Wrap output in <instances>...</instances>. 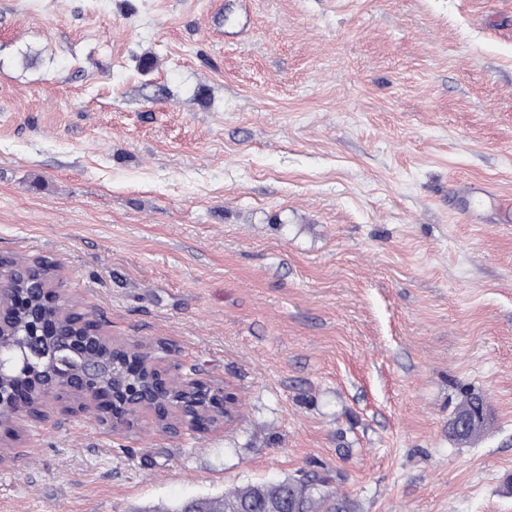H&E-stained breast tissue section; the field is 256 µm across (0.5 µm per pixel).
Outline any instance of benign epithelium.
Wrapping results in <instances>:
<instances>
[{
	"instance_id": "obj_1",
	"label": "benign epithelium",
	"mask_w": 512,
	"mask_h": 512,
	"mask_svg": "<svg viewBox=\"0 0 512 512\" xmlns=\"http://www.w3.org/2000/svg\"><path fill=\"white\" fill-rule=\"evenodd\" d=\"M112 340L75 319L51 292L48 265L0 257V422L58 394L83 404L109 398L113 427L146 409L174 411L196 425L221 422L232 402L200 377L164 378L134 351L114 359Z\"/></svg>"
}]
</instances>
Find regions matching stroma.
<instances>
[{"label":"stroma","mask_w":512,"mask_h":512,"mask_svg":"<svg viewBox=\"0 0 512 512\" xmlns=\"http://www.w3.org/2000/svg\"><path fill=\"white\" fill-rule=\"evenodd\" d=\"M0 0V257L234 416L0 423V512L318 474L512 512V0ZM491 420L457 444L461 390Z\"/></svg>","instance_id":"obj_1"}]
</instances>
